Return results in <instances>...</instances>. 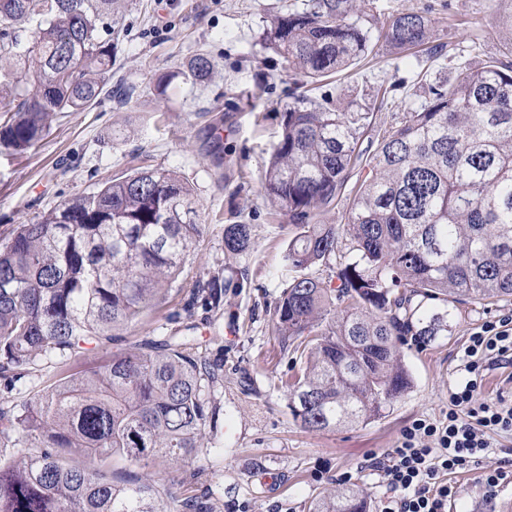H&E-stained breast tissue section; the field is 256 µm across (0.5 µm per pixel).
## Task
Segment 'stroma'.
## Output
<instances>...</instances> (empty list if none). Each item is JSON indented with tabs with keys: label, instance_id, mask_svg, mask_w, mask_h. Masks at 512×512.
Listing matches in <instances>:
<instances>
[{
	"label": "stroma",
	"instance_id": "stroma-1",
	"mask_svg": "<svg viewBox=\"0 0 512 512\" xmlns=\"http://www.w3.org/2000/svg\"><path fill=\"white\" fill-rule=\"evenodd\" d=\"M125 3L112 94L86 111L58 114L47 136L23 156L0 155V242L17 225L96 191L113 176L140 167L176 172L197 199L204 226L178 283L142 323L86 351L74 367L92 368L155 329L174 330L168 316L188 299L192 283L214 268H233L242 287L225 292L220 311L194 318L209 356L224 360V445L182 471L157 464L129 468V475L165 484L178 498L209 493L214 512H307L348 472L367 492L370 512H379L385 487L365 469L366 460L396 447L415 419L442 418L457 357L471 332L512 315V302L458 305L447 335L425 347H403L414 386L388 417L333 432L304 431L277 387L288 359L271 334L283 289L274 271L292 232L287 217L273 215L262 177L282 112L305 92L303 77L267 44L265 31L276 15L306 9L309 0ZM511 11L512 0H357L348 18L368 29L374 51L324 81L311 97L340 112L372 113L365 137L378 141L401 113L425 100L430 84L447 82L452 66L512 64V37L503 26ZM408 12L432 21L427 51L403 52L381 36L392 16ZM199 54L213 70L209 81L194 87L183 72ZM236 222L254 229V246L242 255L224 249V227ZM245 376L255 387L249 394L239 385ZM495 444L483 462L454 475L457 495L448 512H512V481L500 485L493 502L484 498L482 475L512 448V433L496 437Z\"/></svg>",
	"mask_w": 512,
	"mask_h": 512
}]
</instances>
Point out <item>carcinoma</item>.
<instances>
[{
	"label": "carcinoma",
	"mask_w": 512,
	"mask_h": 512,
	"mask_svg": "<svg viewBox=\"0 0 512 512\" xmlns=\"http://www.w3.org/2000/svg\"><path fill=\"white\" fill-rule=\"evenodd\" d=\"M124 0H0V154L21 156L53 115L83 112L112 78ZM351 0H312L275 17L267 41L310 84L373 51L370 33L347 21ZM429 20L391 18L385 40L425 44ZM196 55L184 72L206 81ZM371 112H337L303 97L282 113L264 172L265 193L296 229L276 275L285 282L272 333L293 343L281 385L308 432L388 416L414 385L401 355L407 337L448 335V304L512 302V65L458 67L448 83L405 112L372 157L360 140ZM370 166L361 184L351 171ZM350 192L342 224H317ZM189 188L172 171L146 168L74 196L0 245V388L10 393L41 362L62 368L45 396L23 405L0 398V447L36 451L0 462V512H162L164 492L115 466L180 468L219 444L217 397L224 359L203 351L191 323L217 312L242 284L217 269L196 279L158 340L116 352L95 369L70 362L108 333L143 321L183 272L202 234ZM253 225H224V249L249 251ZM339 257L334 288L309 273ZM309 512H369L352 484L313 501Z\"/></svg>",
	"instance_id": "cac0c4a2"
}]
</instances>
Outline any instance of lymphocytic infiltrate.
<instances>
[{
	"instance_id": "1",
	"label": "lymphocytic infiltrate",
	"mask_w": 512,
	"mask_h": 512,
	"mask_svg": "<svg viewBox=\"0 0 512 512\" xmlns=\"http://www.w3.org/2000/svg\"><path fill=\"white\" fill-rule=\"evenodd\" d=\"M512 367V315L477 327L470 335L448 390V412L416 419L396 446L368 459L386 492L381 512H448L456 495L449 474L479 463L491 437L512 432V404L479 400L489 371Z\"/></svg>"
}]
</instances>
